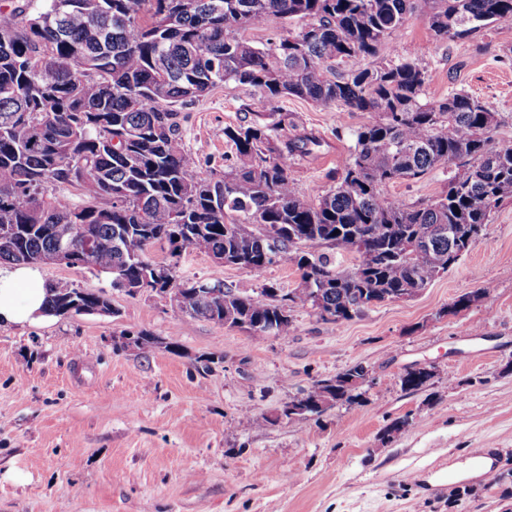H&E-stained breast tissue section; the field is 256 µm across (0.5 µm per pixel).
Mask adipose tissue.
Masks as SVG:
<instances>
[{
  "label": "adipose tissue",
  "instance_id": "obj_1",
  "mask_svg": "<svg viewBox=\"0 0 512 512\" xmlns=\"http://www.w3.org/2000/svg\"><path fill=\"white\" fill-rule=\"evenodd\" d=\"M45 298L46 286L37 269L25 265L0 269V323L47 320L43 310Z\"/></svg>",
  "mask_w": 512,
  "mask_h": 512
}]
</instances>
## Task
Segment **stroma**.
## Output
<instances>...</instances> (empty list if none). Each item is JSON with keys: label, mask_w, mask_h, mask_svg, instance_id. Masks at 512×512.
<instances>
[{"label": "stroma", "mask_w": 512, "mask_h": 512, "mask_svg": "<svg viewBox=\"0 0 512 512\" xmlns=\"http://www.w3.org/2000/svg\"><path fill=\"white\" fill-rule=\"evenodd\" d=\"M411 56L430 75L423 100L472 95L498 112L496 142L512 146V19L439 41L420 7L379 58L339 70ZM278 108L288 136L320 141L291 168L308 197L334 187L355 131L376 118L295 97ZM265 109L251 88L216 87L180 108L182 146L203 175L224 174L235 162L225 127ZM445 179L437 169L382 193L417 205ZM151 256L172 260L177 282L220 281L244 294L267 284L285 294L300 281L290 261L257 274L191 250ZM40 272L104 291L116 312L0 326V512H512V199L416 296L338 323L299 305L292 332L261 341L189 318L154 292L128 295L85 267ZM469 292L478 300L453 310ZM139 330L154 334L151 348H115V337ZM356 364L369 370L362 402L279 417L284 403ZM412 366L434 372L422 390L401 388ZM398 420L404 429L388 434ZM486 448L506 451L490 478L458 474Z\"/></svg>", "instance_id": "35a3bbf8"}]
</instances>
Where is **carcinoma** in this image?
<instances>
[{"label":"carcinoma","instance_id":"obj_1","mask_svg":"<svg viewBox=\"0 0 512 512\" xmlns=\"http://www.w3.org/2000/svg\"><path fill=\"white\" fill-rule=\"evenodd\" d=\"M438 40L468 36L512 17V0H426ZM414 0H0V263L68 246L86 267L130 288L164 290L173 267L148 256L166 239L257 274L292 261L300 287L256 295L221 282L182 284L181 311L247 330L252 339L291 332V305H317L320 318L349 320L367 306L428 287L457 264L512 198V146L494 139L498 114L461 92L422 102L427 71L414 59L339 74L335 65L376 57L397 36ZM271 17L307 19L265 46L240 33ZM167 82L155 90V63ZM233 82L273 105L293 96L340 103L377 119L355 132V147L336 187L315 198L300 194L292 155L313 143L284 139L285 119L258 114L227 126L235 164L203 177L181 147L177 107ZM458 162L448 190L418 206L382 196L391 182L423 177ZM93 173L97 189L49 195L71 186L68 169ZM233 213L243 219L227 220ZM328 245L355 254L349 273ZM109 306L104 292L50 285L47 312L67 314L68 300ZM365 376L356 365L316 383L290 407L359 403L352 388ZM405 391L426 387L412 370Z\"/></svg>","mask_w":512,"mask_h":512}]
</instances>
